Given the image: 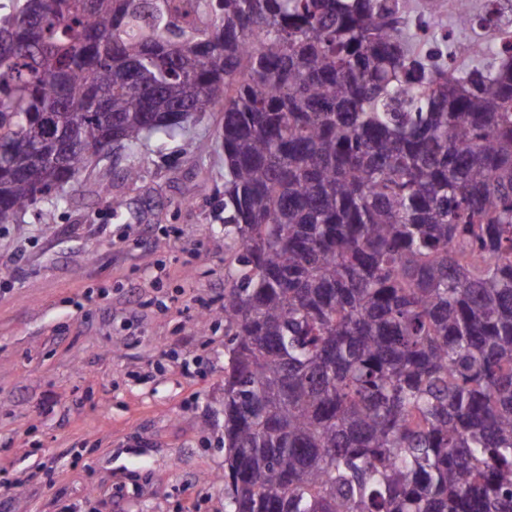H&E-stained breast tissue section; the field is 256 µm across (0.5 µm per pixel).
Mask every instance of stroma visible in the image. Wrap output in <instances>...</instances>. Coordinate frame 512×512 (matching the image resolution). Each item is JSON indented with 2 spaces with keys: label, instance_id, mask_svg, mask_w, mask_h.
Instances as JSON below:
<instances>
[{
  "label": "stroma",
  "instance_id": "obj_1",
  "mask_svg": "<svg viewBox=\"0 0 512 512\" xmlns=\"http://www.w3.org/2000/svg\"><path fill=\"white\" fill-rule=\"evenodd\" d=\"M222 125L0 224V512H224Z\"/></svg>",
  "mask_w": 512,
  "mask_h": 512
}]
</instances>
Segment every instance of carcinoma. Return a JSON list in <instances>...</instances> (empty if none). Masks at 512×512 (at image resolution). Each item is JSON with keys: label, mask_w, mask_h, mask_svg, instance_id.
<instances>
[{"label": "carcinoma", "mask_w": 512, "mask_h": 512, "mask_svg": "<svg viewBox=\"0 0 512 512\" xmlns=\"http://www.w3.org/2000/svg\"><path fill=\"white\" fill-rule=\"evenodd\" d=\"M433 0L0 2V224L222 105L224 512H512V48Z\"/></svg>", "instance_id": "1"}]
</instances>
